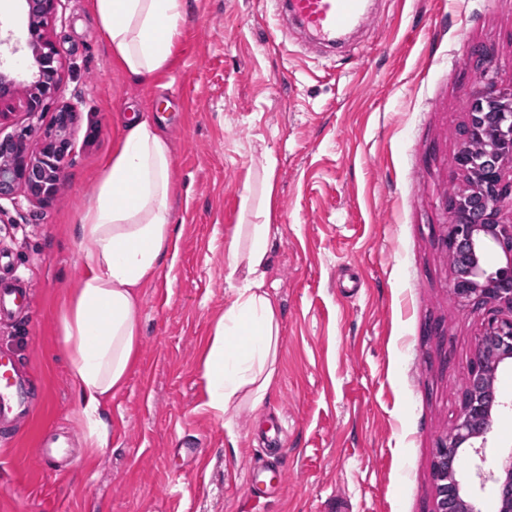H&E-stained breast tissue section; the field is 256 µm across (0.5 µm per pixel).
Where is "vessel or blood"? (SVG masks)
<instances>
[{
  "label": "vessel or blood",
  "mask_w": 512,
  "mask_h": 512,
  "mask_svg": "<svg viewBox=\"0 0 512 512\" xmlns=\"http://www.w3.org/2000/svg\"><path fill=\"white\" fill-rule=\"evenodd\" d=\"M279 14L292 17L317 43H335L342 33L370 25L364 0H272ZM31 292L13 285H0V318L16 317L29 309ZM30 378L18 359L0 352V443L10 438L9 427L27 421L32 413Z\"/></svg>",
  "instance_id": "1"
}]
</instances>
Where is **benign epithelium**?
<instances>
[{"instance_id": "1", "label": "benign epithelium", "mask_w": 512, "mask_h": 512, "mask_svg": "<svg viewBox=\"0 0 512 512\" xmlns=\"http://www.w3.org/2000/svg\"><path fill=\"white\" fill-rule=\"evenodd\" d=\"M27 16L24 42L31 80L24 96L17 83L0 74V124L18 107L31 115L53 110L48 141L37 154L28 148L26 134L0 138V200H16L20 192L37 200L54 197L72 151L71 133L77 106L61 103L54 44L47 35L48 20L61 0H22ZM481 86L472 94L468 122L454 166L467 178L464 189L449 196L454 220L448 225L446 246L453 269L452 292L464 306H488L484 328L465 377L462 407L456 421L435 449L433 476L435 512H476L457 478L474 469L480 484L496 486L498 512H512V451L495 469H485L483 449L504 403L495 386L500 364L512 360V224L499 221V205L508 194L505 170L512 169V88L499 85L492 64L480 65ZM499 247L504 262L492 269L486 247Z\"/></svg>"}]
</instances>
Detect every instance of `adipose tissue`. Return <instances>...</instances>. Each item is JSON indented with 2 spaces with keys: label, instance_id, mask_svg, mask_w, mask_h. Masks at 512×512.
<instances>
[{
  "label": "adipose tissue",
  "instance_id": "ef3b65f1",
  "mask_svg": "<svg viewBox=\"0 0 512 512\" xmlns=\"http://www.w3.org/2000/svg\"><path fill=\"white\" fill-rule=\"evenodd\" d=\"M91 6L119 68L140 77L170 66L187 0H91ZM172 166L168 139L150 121L132 118L76 226L84 262L57 324L91 448L109 445L107 402L123 387L140 344L139 291L178 237ZM276 166L267 157L259 192L241 197L251 223L237 225L224 242L231 296L215 325L204 372L210 405L228 426L243 404L265 403L275 373L280 321L265 284Z\"/></svg>",
  "mask_w": 512,
  "mask_h": 512
}]
</instances>
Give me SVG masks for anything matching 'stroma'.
<instances>
[{
    "label": "stroma",
    "instance_id": "stroma-1",
    "mask_svg": "<svg viewBox=\"0 0 512 512\" xmlns=\"http://www.w3.org/2000/svg\"><path fill=\"white\" fill-rule=\"evenodd\" d=\"M343 49H312L269 0H188L174 66L132 78L89 0H61L48 33L62 98L78 101L60 191L0 202V280L33 317L0 320L31 375L33 412L0 445V512H434V450L461 408L485 313L459 304L442 243L453 157L481 49L512 84V0H370ZM161 126L178 184L173 260L144 288L142 341L107 407L111 443L86 445L56 315L81 263L75 226L130 117ZM277 159L267 290L280 350L264 405L233 428L203 375L230 291L224 240L241 196ZM283 419L282 489L254 497L260 434ZM70 436L65 467L36 431ZM198 454L181 460L185 436ZM182 478L171 485V466Z\"/></svg>",
    "mask_w": 512,
    "mask_h": 512
}]
</instances>
